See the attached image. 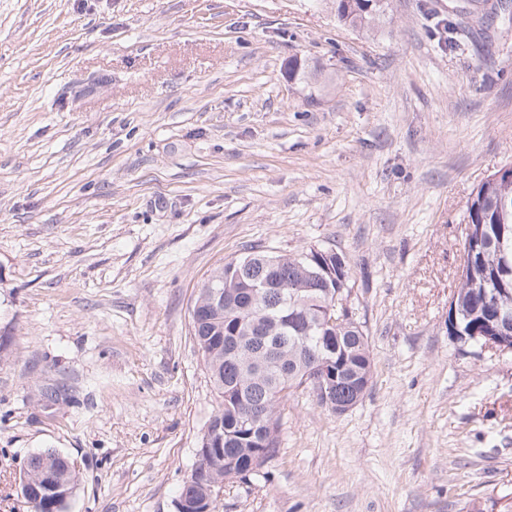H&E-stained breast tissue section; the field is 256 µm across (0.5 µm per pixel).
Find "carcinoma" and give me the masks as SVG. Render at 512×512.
Here are the masks:
<instances>
[{
    "label": "carcinoma",
    "instance_id": "cac0c4a2",
    "mask_svg": "<svg viewBox=\"0 0 512 512\" xmlns=\"http://www.w3.org/2000/svg\"><path fill=\"white\" fill-rule=\"evenodd\" d=\"M387 0H336V18L352 28L370 29L386 15ZM495 12L489 8H476L464 14L472 32L481 31L493 21ZM288 81L307 82L313 72L307 70L296 57L288 59L286 66ZM506 200L509 208H501ZM464 217L474 227L476 243L462 247L460 278L451 297L456 305L460 331L465 336H481L487 332L494 318L512 319V273L503 275V259L512 263V178L494 180L486 178L471 193ZM277 276L288 287L299 283L298 264L303 262L302 253L281 256ZM225 268L213 271L201 285L196 302L206 303L211 290L224 287ZM305 290L295 299V306L277 305V301L263 302L260 307L269 309V314L298 311L297 320L288 325V333L270 331L271 323L265 315L252 311L248 315L239 310H226L223 317L214 319L203 314L199 327L192 329L194 342L201 354L210 381L220 403L212 418L221 425L223 433L237 437L236 448L225 455L224 468L235 460H241L252 450L253 441L238 430L239 416L248 404L263 406L271 427L263 429L262 448L265 462L276 455L280 434V407L288 394L301 387L298 379L310 354L320 350L333 351L338 366L339 378L343 382L341 396H352L355 377L365 371L370 344L365 332L350 336L340 331L335 334L336 349H330L328 330L322 327L319 316L336 293L333 280H317L304 284ZM249 318L254 331L270 332V343L257 356L250 341H245L244 352L238 358L224 354V336L237 327L239 318ZM243 383L237 396H226L227 386ZM56 481L64 490L74 493L78 482V471L72 460L59 453L55 459ZM68 498L55 492L44 495L36 505L37 512H65Z\"/></svg>",
    "mask_w": 512,
    "mask_h": 512
}]
</instances>
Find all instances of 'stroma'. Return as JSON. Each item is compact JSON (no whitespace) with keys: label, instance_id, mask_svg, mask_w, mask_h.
Here are the masks:
<instances>
[{"label":"stroma","instance_id":"1","mask_svg":"<svg viewBox=\"0 0 512 512\" xmlns=\"http://www.w3.org/2000/svg\"><path fill=\"white\" fill-rule=\"evenodd\" d=\"M469 4L0 0V512L43 448L67 512H175L219 404L191 310L257 245L343 254L373 379L291 393L217 512H512V353L448 335L464 206L512 164V25L489 59L436 30ZM386 0H336V18L344 25L370 29L386 15Z\"/></svg>","mask_w":512,"mask_h":512}]
</instances>
